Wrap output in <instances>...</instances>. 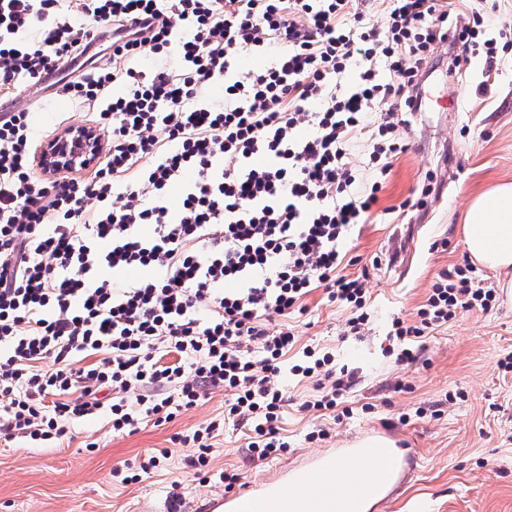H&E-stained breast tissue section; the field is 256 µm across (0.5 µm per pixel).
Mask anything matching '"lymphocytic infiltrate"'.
Returning a JSON list of instances; mask_svg holds the SVG:
<instances>
[{
  "label": "lymphocytic infiltrate",
  "instance_id": "1",
  "mask_svg": "<svg viewBox=\"0 0 512 512\" xmlns=\"http://www.w3.org/2000/svg\"><path fill=\"white\" fill-rule=\"evenodd\" d=\"M351 2L0 0V94L52 84L96 106L107 136L89 174L44 176L29 112L0 111L1 440L59 448L103 413L113 433L131 434L221 391L223 417L172 438L200 471L228 418L247 426L253 458L287 450L286 375L322 385L307 409L344 406L354 372L308 347L286 365L295 334L269 321L305 313L320 288L348 309L350 335L364 334L365 284L344 273L340 245L367 223L406 150L400 128L421 107L435 51L448 45L455 69L482 58L491 73L512 38L511 19L476 11L464 23L454 0H387L378 25ZM247 50L271 59L239 74ZM145 55L181 66L138 69ZM219 81L217 106L205 93ZM358 131L375 175L363 193L347 153ZM257 154L267 164L250 165ZM181 179L173 211L167 191ZM131 268L153 275H103ZM496 303L471 263L441 271L417 321L391 323L397 363L413 364L419 339L457 310Z\"/></svg>",
  "mask_w": 512,
  "mask_h": 512
}]
</instances>
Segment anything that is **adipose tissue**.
<instances>
[{
  "label": "adipose tissue",
  "instance_id": "adipose-tissue-1",
  "mask_svg": "<svg viewBox=\"0 0 512 512\" xmlns=\"http://www.w3.org/2000/svg\"><path fill=\"white\" fill-rule=\"evenodd\" d=\"M463 245L476 262L508 273L502 289L512 299V182L496 184L471 201ZM397 471L398 461L389 453L344 466L353 493L349 512H370L395 484Z\"/></svg>",
  "mask_w": 512,
  "mask_h": 512
}]
</instances>
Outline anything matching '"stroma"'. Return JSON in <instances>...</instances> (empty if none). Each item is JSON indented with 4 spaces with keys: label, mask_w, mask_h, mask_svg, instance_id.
<instances>
[{
    "label": "stroma",
    "mask_w": 512,
    "mask_h": 512,
    "mask_svg": "<svg viewBox=\"0 0 512 512\" xmlns=\"http://www.w3.org/2000/svg\"><path fill=\"white\" fill-rule=\"evenodd\" d=\"M481 80L476 62L453 78L443 67L429 77L428 113L402 129L407 152L394 160L370 222L357 226L343 245L348 255L361 258L346 271L366 279L370 331L359 338L344 335L347 310L329 303L320 289L306 297L305 314L289 319L298 347L332 352L355 372L348 395L352 417L338 422L303 410L318 391L313 382L290 381L282 419L288 450L250 461L245 430L226 427L209 463L215 476L238 473L249 484L298 471L312 455L349 437L381 431L405 438L412 456L372 512H512V370L498 366L512 355V301L499 292L493 312L459 310L424 338L422 359L412 366H398L385 352L392 318L415 322L436 275L466 258L462 224L472 196L490 183L512 181V52L503 53L488 87ZM1 104L31 112L39 132L85 124L92 113L87 104L44 85L18 89ZM428 176V207L404 217L396 213ZM398 230L407 233L409 252L396 264L377 265ZM442 240L447 249L439 248ZM223 409L224 395L217 392L174 422L130 435L113 434L100 417L78 423L74 439L61 448L0 440V512H170L175 479L189 506L223 493L216 479L198 482L184 464L187 449L171 442L174 434ZM319 428L327 430V439L308 441L307 433ZM168 447L172 458L141 482L125 486L113 480L117 463Z\"/></svg>",
    "instance_id": "obj_1"
}]
</instances>
